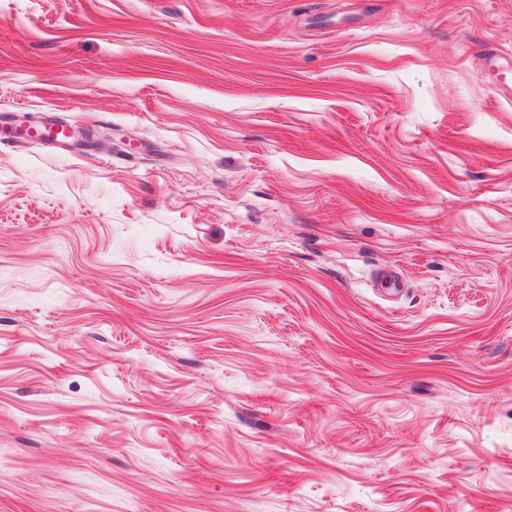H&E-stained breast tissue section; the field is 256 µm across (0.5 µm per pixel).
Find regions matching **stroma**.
Instances as JSON below:
<instances>
[{
    "instance_id": "1",
    "label": "stroma",
    "mask_w": 512,
    "mask_h": 512,
    "mask_svg": "<svg viewBox=\"0 0 512 512\" xmlns=\"http://www.w3.org/2000/svg\"><path fill=\"white\" fill-rule=\"evenodd\" d=\"M0 512H512V0H0Z\"/></svg>"
}]
</instances>
